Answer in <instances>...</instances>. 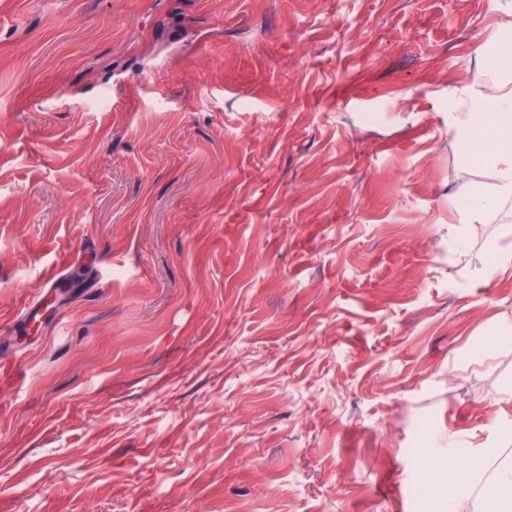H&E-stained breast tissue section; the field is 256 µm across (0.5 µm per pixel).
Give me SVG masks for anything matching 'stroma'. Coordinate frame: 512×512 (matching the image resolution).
I'll return each mask as SVG.
<instances>
[{
	"mask_svg": "<svg viewBox=\"0 0 512 512\" xmlns=\"http://www.w3.org/2000/svg\"><path fill=\"white\" fill-rule=\"evenodd\" d=\"M512 0H0V512H436L512 423L449 113ZM64 317H57V307ZM58 279L51 278L44 284V288L40 289L38 295L24 304L19 313L10 321L7 329L12 330L21 323L36 321L42 315L44 303L56 288ZM448 440L464 448V466L432 465L433 483L445 494L441 497L437 512H460L462 504L476 497L480 502L479 489L489 472V461L492 452L497 450L495 440L488 436L483 442L463 440L456 435H449Z\"/></svg>",
	"mask_w": 512,
	"mask_h": 512,
	"instance_id": "obj_1",
	"label": "stroma"
}]
</instances>
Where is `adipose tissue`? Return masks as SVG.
Returning a JSON list of instances; mask_svg holds the SVG:
<instances>
[{
  "instance_id": "obj_1",
  "label": "adipose tissue",
  "mask_w": 512,
  "mask_h": 512,
  "mask_svg": "<svg viewBox=\"0 0 512 512\" xmlns=\"http://www.w3.org/2000/svg\"><path fill=\"white\" fill-rule=\"evenodd\" d=\"M462 111L450 114L448 126L462 136L457 191L448 199L459 224L448 244L460 248L478 235L481 225L499 221L490 243L493 260L486 277L512 265V219L501 210L512 203V93L490 95L481 80L460 87ZM464 465L433 464V483L443 495L437 512H461L463 503L478 495L483 483L494 489L495 512H512V464L490 468L494 438L459 440Z\"/></svg>"
}]
</instances>
